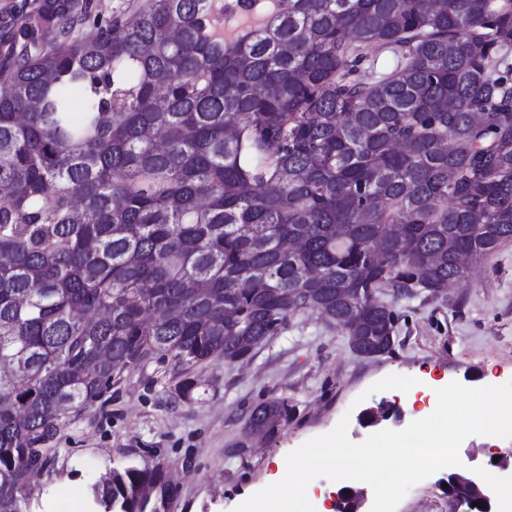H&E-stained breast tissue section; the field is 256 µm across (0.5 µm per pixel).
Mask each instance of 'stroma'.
<instances>
[{
    "instance_id": "stroma-1",
    "label": "stroma",
    "mask_w": 512,
    "mask_h": 512,
    "mask_svg": "<svg viewBox=\"0 0 512 512\" xmlns=\"http://www.w3.org/2000/svg\"><path fill=\"white\" fill-rule=\"evenodd\" d=\"M399 321L392 353L355 354L346 336L322 317L291 319L250 359L215 360L199 369L200 400L181 401L170 390L172 363L153 361L123 373L105 406L66 419L55 441L52 472L32 480L33 512H92L84 486L118 465L124 452L158 455L180 487L173 512H234L250 495L280 480L285 457L306 440L330 432L357 396L366 406L398 402L405 414L422 400L368 388L390 374L416 377L433 392L465 374L479 385L512 380V243L504 245L466 284L445 296L418 294L397 302ZM288 399L295 412L272 439L240 447L251 409ZM397 512H451L435 477L417 484Z\"/></svg>"
}]
</instances>
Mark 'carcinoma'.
Returning <instances> with one entry per match:
<instances>
[{
  "label": "carcinoma",
  "instance_id": "cac0c4a2",
  "mask_svg": "<svg viewBox=\"0 0 512 512\" xmlns=\"http://www.w3.org/2000/svg\"><path fill=\"white\" fill-rule=\"evenodd\" d=\"M511 242L512 0H24L0 31V512H32L65 420L125 371L171 362L191 401L305 311L377 349L396 301ZM293 414L256 405L240 445ZM177 492L133 454L88 485L100 512Z\"/></svg>",
  "mask_w": 512,
  "mask_h": 512
}]
</instances>
